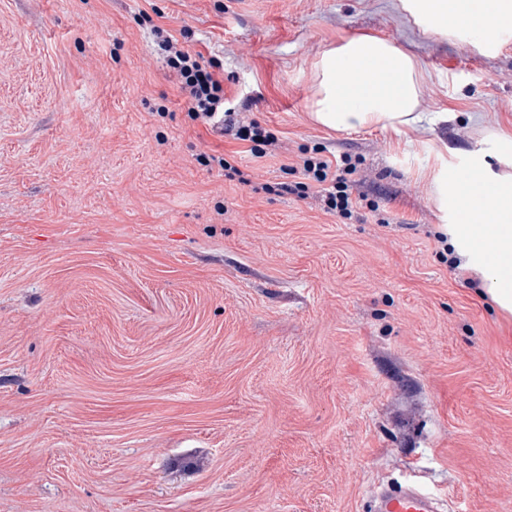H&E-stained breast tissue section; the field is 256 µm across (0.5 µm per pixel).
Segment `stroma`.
Masks as SVG:
<instances>
[{
	"label": "stroma",
	"mask_w": 512,
	"mask_h": 512,
	"mask_svg": "<svg viewBox=\"0 0 512 512\" xmlns=\"http://www.w3.org/2000/svg\"><path fill=\"white\" fill-rule=\"evenodd\" d=\"M398 4L0 0V512H370L391 479L512 512V314L439 257L426 179L512 122V42ZM157 28L280 148L191 120ZM358 34L417 55L442 120H310L315 56ZM302 151L351 156L379 214L261 192Z\"/></svg>",
	"instance_id": "obj_1"
}]
</instances>
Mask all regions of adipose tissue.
<instances>
[{
	"mask_svg": "<svg viewBox=\"0 0 512 512\" xmlns=\"http://www.w3.org/2000/svg\"><path fill=\"white\" fill-rule=\"evenodd\" d=\"M400 0V8L423 33L482 55L512 39V0ZM310 118L330 131L380 128L405 134L427 121L421 109L424 72L416 56L392 40L358 35L327 46L312 63ZM431 198L449 221L451 245L481 273L500 308L512 312V281L502 279L490 256L512 265V126L487 130L465 174L437 152L429 174ZM486 228L473 234L475 220Z\"/></svg>",
	"mask_w": 512,
	"mask_h": 512,
	"instance_id": "adipose-tissue-1",
	"label": "adipose tissue"
}]
</instances>
